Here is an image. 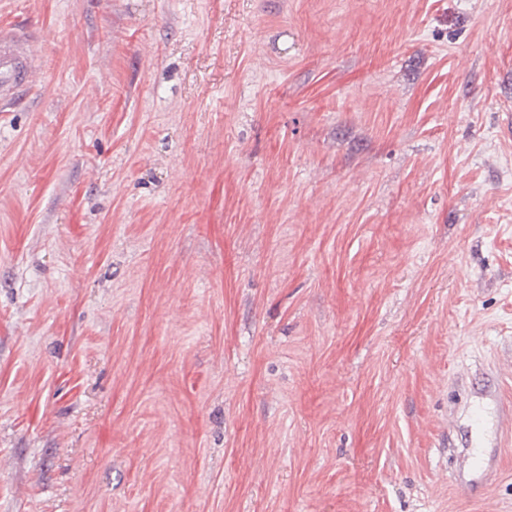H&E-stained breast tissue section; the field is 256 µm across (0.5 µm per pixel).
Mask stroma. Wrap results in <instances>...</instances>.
Listing matches in <instances>:
<instances>
[{
    "mask_svg": "<svg viewBox=\"0 0 512 512\" xmlns=\"http://www.w3.org/2000/svg\"><path fill=\"white\" fill-rule=\"evenodd\" d=\"M1 27L0 512H512V0ZM35 51L27 32L0 29V109L31 83Z\"/></svg>",
    "mask_w": 512,
    "mask_h": 512,
    "instance_id": "obj_1",
    "label": "stroma"
}]
</instances>
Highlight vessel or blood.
I'll list each match as a JSON object with an SVG mask.
<instances>
[{"label": "vessel or blood", "instance_id": "vessel-or-blood-1", "mask_svg": "<svg viewBox=\"0 0 512 512\" xmlns=\"http://www.w3.org/2000/svg\"><path fill=\"white\" fill-rule=\"evenodd\" d=\"M35 51L27 32L0 29V108L14 103L31 83Z\"/></svg>", "mask_w": 512, "mask_h": 512}]
</instances>
